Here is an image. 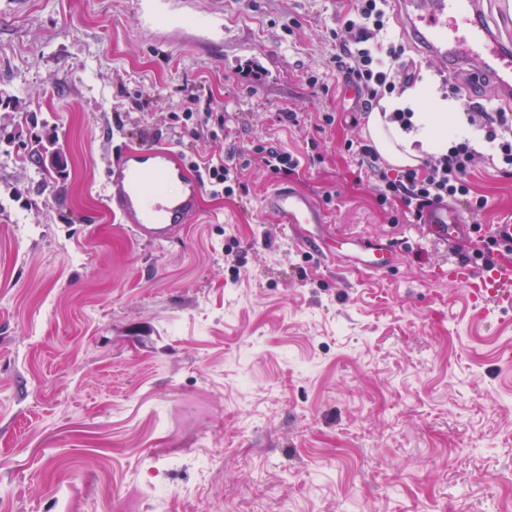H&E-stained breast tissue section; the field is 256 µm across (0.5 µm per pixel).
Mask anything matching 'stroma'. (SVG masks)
<instances>
[{"instance_id":"1","label":"stroma","mask_w":512,"mask_h":512,"mask_svg":"<svg viewBox=\"0 0 512 512\" xmlns=\"http://www.w3.org/2000/svg\"><path fill=\"white\" fill-rule=\"evenodd\" d=\"M356 0H0V512H512V309L448 279L473 225L512 211L485 147L488 205L444 242L379 205L349 143L367 113L330 37ZM416 80L442 73L390 20ZM318 84H309V76ZM202 90L235 144L301 156L203 189L194 221L145 243L105 184L121 147L182 155L172 115ZM301 123L282 127L274 112ZM333 125L318 129L323 114ZM54 136L66 177L21 162ZM285 183L325 221L261 206ZM319 251L302 250L304 235ZM340 238L393 266L330 259Z\"/></svg>"}]
</instances>
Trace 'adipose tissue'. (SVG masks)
I'll return each mask as SVG.
<instances>
[{
    "instance_id": "ef3b65f1",
    "label": "adipose tissue",
    "mask_w": 512,
    "mask_h": 512,
    "mask_svg": "<svg viewBox=\"0 0 512 512\" xmlns=\"http://www.w3.org/2000/svg\"><path fill=\"white\" fill-rule=\"evenodd\" d=\"M402 111L411 112L410 125L391 121L392 113ZM466 131L465 113L429 81L380 99L367 123L373 145L395 168L415 167L426 156L446 153Z\"/></svg>"
}]
</instances>
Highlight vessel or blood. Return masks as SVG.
<instances>
[{
  "label": "vessel or blood",
  "mask_w": 512,
  "mask_h": 512,
  "mask_svg": "<svg viewBox=\"0 0 512 512\" xmlns=\"http://www.w3.org/2000/svg\"><path fill=\"white\" fill-rule=\"evenodd\" d=\"M410 35L440 64L479 61L501 96L512 95V49L479 20L478 0H395ZM203 184L166 148L143 146L120 151L107 182V201L134 235L164 241L192 223ZM263 207L283 224H321L324 212L314 196L288 186L266 193ZM431 229L461 231L462 221L439 204L429 213ZM450 281L473 296L499 306L512 305V259L478 270L469 264L449 265Z\"/></svg>",
  "instance_id": "obj_1"
}]
</instances>
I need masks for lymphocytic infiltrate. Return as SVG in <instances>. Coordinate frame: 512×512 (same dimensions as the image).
I'll list each match as a JSON object with an SVG mask.
<instances>
[{
    "instance_id": "obj_1",
    "label": "lymphocytic infiltrate",
    "mask_w": 512,
    "mask_h": 512,
    "mask_svg": "<svg viewBox=\"0 0 512 512\" xmlns=\"http://www.w3.org/2000/svg\"><path fill=\"white\" fill-rule=\"evenodd\" d=\"M389 20V0H357L352 15L346 16L339 32L333 33L338 53L336 64L345 68L346 77L357 89L362 111H372L380 96L393 92L392 64L400 62L405 48L400 44H382L378 36ZM485 140L498 151L504 174L512 173V113L485 112L481 115ZM182 121L187 134L195 140L220 142L224 138L223 112L190 95L183 102ZM360 163L379 180V205L401 207L405 216L422 220L430 207L448 200L462 202L467 210L482 212L485 197L473 195L467 176L478 154L468 142L461 141L448 153L424 161L421 168L396 173L386 170L376 148L369 143L357 147ZM240 152L228 148L224 156L204 164V181L212 193L233 195L239 185Z\"/></svg>"
}]
</instances>
